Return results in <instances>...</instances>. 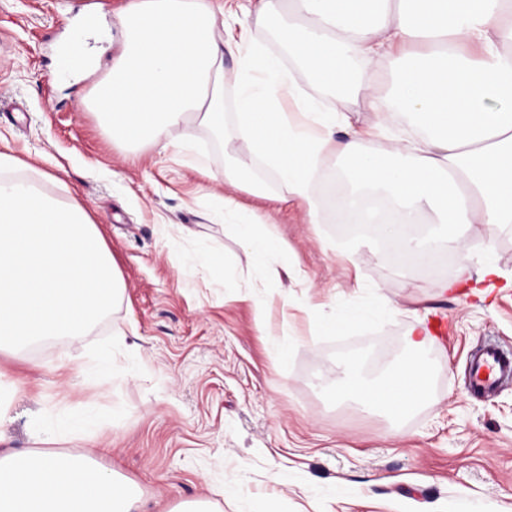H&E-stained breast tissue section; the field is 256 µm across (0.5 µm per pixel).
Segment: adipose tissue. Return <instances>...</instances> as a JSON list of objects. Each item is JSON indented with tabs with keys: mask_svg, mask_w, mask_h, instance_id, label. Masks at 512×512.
Segmentation results:
<instances>
[{
	"mask_svg": "<svg viewBox=\"0 0 512 512\" xmlns=\"http://www.w3.org/2000/svg\"><path fill=\"white\" fill-rule=\"evenodd\" d=\"M287 56L234 38L239 13L217 15L212 0H131L122 18L125 49L94 90L91 108L114 138L164 152L190 119L224 139L216 211L256 255L284 254L287 242L233 189L251 183L261 158L289 199L319 223L315 188L333 156L350 185L334 202L350 214L364 190L391 201L393 217L369 226L392 241L396 259L417 265L446 242L458 257L455 285L468 283V236L477 225L512 224V0H256ZM237 69L224 75V58ZM292 58L336 101L308 97L284 69ZM236 117L224 121V86ZM367 100L375 121H353L349 103ZM290 100L297 118L281 112ZM419 224L432 225L424 237ZM428 368L402 362L392 383L338 381L337 397L405 415L430 390ZM126 483L90 455L0 450V512H140Z\"/></svg>",
	"mask_w": 512,
	"mask_h": 512,
	"instance_id": "ef3b65f1",
	"label": "adipose tissue"
}]
</instances>
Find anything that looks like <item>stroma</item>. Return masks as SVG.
Segmentation results:
<instances>
[{
  "mask_svg": "<svg viewBox=\"0 0 512 512\" xmlns=\"http://www.w3.org/2000/svg\"><path fill=\"white\" fill-rule=\"evenodd\" d=\"M80 0H0V154L46 195L78 202L97 226L124 288L116 309L79 339L0 352L13 386L0 444L41 449L40 419L86 407L95 425L52 450L95 457L141 497L144 512H512V379L471 394V352H512V288L438 293L454 270L400 265L383 239L310 223L262 160L270 187L234 190L271 218L287 255L254 259L214 214L222 138L190 124L157 153L112 138L86 105L124 50L128 0H94L104 35L95 68L61 74L84 21ZM473 268L490 257L512 278V224L479 228ZM358 250V264L347 258ZM304 282H294L293 270ZM384 307L324 329L347 307ZM445 326L427 346L430 399L396 418L337 401L344 372L382 380L408 356L416 319ZM112 371L97 373L103 357Z\"/></svg>",
  "mask_w": 512,
  "mask_h": 512,
  "instance_id": "35a3bbf8",
  "label": "stroma"
}]
</instances>
